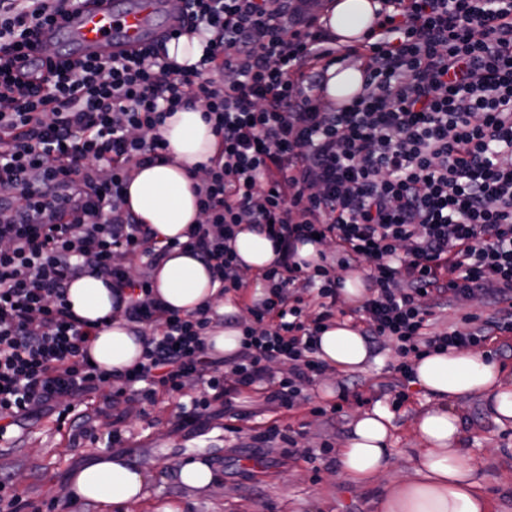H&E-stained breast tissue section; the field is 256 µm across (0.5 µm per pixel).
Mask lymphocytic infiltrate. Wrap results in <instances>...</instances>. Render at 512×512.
Here are the masks:
<instances>
[{
    "label": "lymphocytic infiltrate",
    "mask_w": 512,
    "mask_h": 512,
    "mask_svg": "<svg viewBox=\"0 0 512 512\" xmlns=\"http://www.w3.org/2000/svg\"><path fill=\"white\" fill-rule=\"evenodd\" d=\"M78 2L0 0L1 443L38 412L92 435L100 406L133 404L141 418L160 394L200 412L257 386L293 408L326 370L317 338L336 316L340 268L364 271L356 320L395 345L404 381L424 353L512 335V0H383L340 53L317 0H183L185 33L208 35L196 64L169 61L161 43L27 64L37 32ZM341 54L363 78L336 105L322 91ZM195 106L221 148L201 168L190 248L226 295L247 286L226 247L237 227L278 245L227 373L207 353L211 304L182 315L153 298L148 269L172 244L124 206L133 167L168 158L160 127ZM314 237L336 263L296 262ZM86 273L126 295L144 344V362L117 378L90 365L95 328L67 303ZM475 296L491 316L439 327L437 309Z\"/></svg>",
    "instance_id": "lymphocytic-infiltrate-1"
}]
</instances>
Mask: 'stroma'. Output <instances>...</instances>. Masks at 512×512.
<instances>
[{
    "label": "stroma",
    "mask_w": 512,
    "mask_h": 512,
    "mask_svg": "<svg viewBox=\"0 0 512 512\" xmlns=\"http://www.w3.org/2000/svg\"><path fill=\"white\" fill-rule=\"evenodd\" d=\"M369 348L372 360L364 369L321 375V382L339 388L341 395L334 400L322 399L314 385L289 410L265 403L254 392L241 393L234 401L240 416L236 433L226 431L229 419L222 406L213 405L189 423L180 399L162 395L147 405V418L114 423L121 440L112 446L90 438L72 444L68 429L58 428L53 416L40 417L19 430L15 447H0V479L41 507L66 496L69 474L107 448L155 473L148 496L127 512H156L164 503L174 504L178 512H376L387 487L412 473L422 446L414 422L429 401L412 386L407 399L396 403L395 347L378 338L370 340ZM378 401L394 415L398 454L373 484L360 486L338 470V452L354 420ZM317 407L324 408V415H314ZM455 408L463 419L461 448L479 471L481 492L492 512H512V422L496 425L477 397L462 398ZM273 423L297 440L295 450L279 442H255V434ZM326 442L331 452H323ZM188 457L207 462L218 476L216 483L204 490L183 485L176 465Z\"/></svg>",
    "instance_id": "obj_1"
}]
</instances>
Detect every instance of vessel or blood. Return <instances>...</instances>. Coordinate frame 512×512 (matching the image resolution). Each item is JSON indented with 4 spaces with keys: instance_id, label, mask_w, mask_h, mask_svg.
I'll use <instances>...</instances> for the list:
<instances>
[{
    "instance_id": "1",
    "label": "vessel or blood",
    "mask_w": 512,
    "mask_h": 512,
    "mask_svg": "<svg viewBox=\"0 0 512 512\" xmlns=\"http://www.w3.org/2000/svg\"><path fill=\"white\" fill-rule=\"evenodd\" d=\"M159 14L166 17V24L160 29L152 24ZM182 24V0H127L119 10L110 0H86L46 29L41 40L52 44L67 39V53L71 56H120L173 35Z\"/></svg>"
}]
</instances>
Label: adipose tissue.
Returning <instances> with one entry per match:
<instances>
[{"label": "adipose tissue", "instance_id": "adipose-tissue-1", "mask_svg": "<svg viewBox=\"0 0 512 512\" xmlns=\"http://www.w3.org/2000/svg\"><path fill=\"white\" fill-rule=\"evenodd\" d=\"M380 7L379 0H327L321 22L346 43L373 25ZM160 133L169 144L168 162L138 167L125 190V206L141 223L181 243L154 269V290L169 307L184 313L208 301L215 303L217 314L232 313L233 304L220 302L205 263L183 247L200 219L194 192L198 179L192 169L215 154L218 139L197 107L174 112ZM230 246L249 272H261L276 257L272 240L248 228L236 233ZM68 296L73 312L97 328L89 353L101 369L120 373L142 360L133 325L114 315V297L104 279L83 275L70 284ZM318 356L331 369L356 371L367 365L370 350L365 338L341 321L322 333ZM414 384L435 401L415 423L425 447L411 476L387 489L377 512H490L476 468L460 448L462 418L454 403L482 397L494 421L505 423L512 420V382L502 378L498 364L485 354L451 350L420 360ZM394 458L393 414L387 406L374 404L355 419L338 455L339 469L347 481L368 484ZM152 478L150 470L103 451L70 474L67 489L77 499L119 508L141 501Z\"/></svg>", "mask_w": 512, "mask_h": 512}]
</instances>
